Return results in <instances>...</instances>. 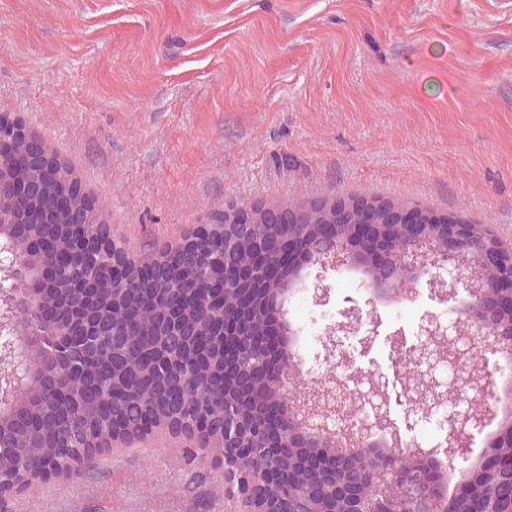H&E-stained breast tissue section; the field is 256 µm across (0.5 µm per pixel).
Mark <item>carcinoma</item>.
I'll use <instances>...</instances> for the list:
<instances>
[{
	"mask_svg": "<svg viewBox=\"0 0 512 512\" xmlns=\"http://www.w3.org/2000/svg\"><path fill=\"white\" fill-rule=\"evenodd\" d=\"M39 165L24 161L20 168L0 169V249L27 258L13 270L12 280L20 287L0 289L23 319L29 336L62 334L73 346V369L64 372L50 353L37 346L34 357L36 383L21 380L23 395L13 405L0 408V476L10 477L25 470L34 477L53 471L70 473L75 467L88 469L96 453L109 447L116 427L150 433L167 420L193 421L203 415L211 434H224V410L238 407L248 422L244 432L251 448L243 466L259 469L276 458L277 471L270 482L255 484L251 495L286 500L294 505L299 477L317 470L321 481L315 496L326 512L342 509L328 488L342 482L367 497L374 496L367 482L366 466L354 461L342 468L324 454L307 457L296 466L300 455L276 440L281 423L266 418L271 409L305 406L299 397L280 401L274 384L282 355L270 362L272 351L261 340L278 336L282 328L271 319V299L296 287L298 269L277 258L288 251L286 235L302 237L306 249H316L320 225L333 224L340 237L355 235L359 224H392L400 205L377 197H339L331 202L290 204L274 212L254 206L251 214L233 221L224 237H213L204 252L169 250L164 261H133L130 283L112 282L107 259L96 271L88 288L75 287L72 269L82 260L79 234L97 224L96 209L78 200L75 213L59 212L49 221L53 196L66 182L38 180ZM31 184L29 196L17 198L18 181ZM420 221L430 235L444 236L450 224H466L461 214L419 210ZM409 237L399 229L385 239L387 259H368L361 272L397 294L409 284V274L399 261ZM497 243L483 224L471 225L465 245L467 261L483 282L496 280L500 271L476 263L475 254ZM43 265L53 273L50 286L43 288L41 306L27 305L33 269ZM251 271L256 284L250 302L248 337L233 338L234 364L224 371V326L214 319L215 305L237 317L243 308L244 289L236 272ZM411 467L404 457L389 458L376 452L371 466ZM467 482L487 506L505 504L500 493L512 489V470L489 473L471 463ZM437 500L439 509L469 512L462 492L442 496L441 484L424 482L423 504ZM383 512L407 509L410 503L394 493L378 503Z\"/></svg>",
	"mask_w": 512,
	"mask_h": 512,
	"instance_id": "cac0c4a2",
	"label": "carcinoma"
}]
</instances>
